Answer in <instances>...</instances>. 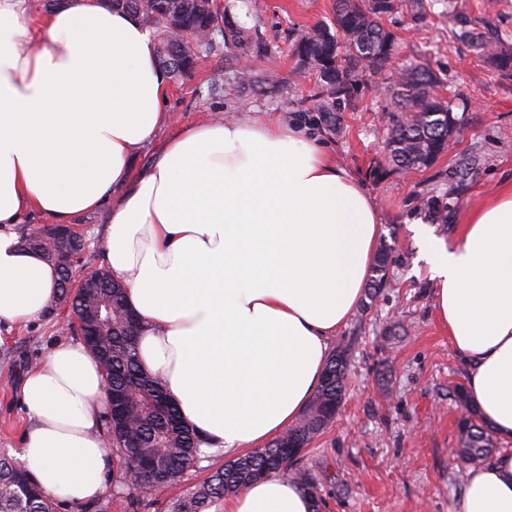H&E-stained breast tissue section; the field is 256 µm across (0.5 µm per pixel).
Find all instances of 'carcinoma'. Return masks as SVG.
Segmentation results:
<instances>
[{
  "mask_svg": "<svg viewBox=\"0 0 512 512\" xmlns=\"http://www.w3.org/2000/svg\"><path fill=\"white\" fill-rule=\"evenodd\" d=\"M112 7L130 12L157 33L159 65L171 76L191 72L197 61L222 44L242 51L261 53L265 46L257 33L241 23L226 4L202 0H109ZM381 0H336L332 25H319L300 33L293 55L303 67L312 69L321 88L318 112L336 111L341 103L357 99L366 74L382 75L398 51V42L384 25L395 6L383 9ZM224 25L217 38L211 30ZM461 37L486 57L495 70L512 75V52L486 51V43L469 31ZM399 92L388 111V161L400 170L430 167L448 148V140L461 123L451 101L436 92L438 80L421 65L401 70L396 83ZM21 243L41 252L64 274L65 260L58 251L38 243L35 234L25 233ZM393 251L383 246L376 253L368 297L377 296L388 280ZM95 287L79 285L62 290L64 301L87 336L83 340L100 359L107 388L125 397L124 407L108 411L103 434L108 446L124 461L114 479L128 490L127 512H137L140 497L159 487L179 481L183 471L199 455L198 435L181 419L177 406L168 399L162 380L143 372L137 354L139 320H130L124 288L112 279L107 267L95 269ZM348 350L339 349L328 360L321 384L300 422L287 429L264 448L226 461L210 471L195 489L171 502L169 512H219L224 498L250 482L294 470L297 485L315 501L321 512L322 500L314 478L295 468L298 460L288 456L290 448H307L336 417L346 390ZM453 396L466 410L459 421L463 448L458 455L464 464H476L491 453L488 425L469 403L464 386ZM58 503L11 458L0 455V512H57Z\"/></svg>",
  "mask_w": 512,
  "mask_h": 512,
  "instance_id": "obj_1",
  "label": "carcinoma"
}]
</instances>
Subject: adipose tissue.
I'll list each match as a JSON object with an SVG mask.
<instances>
[{
	"label": "adipose tissue",
	"mask_w": 512,
	"mask_h": 512,
	"mask_svg": "<svg viewBox=\"0 0 512 512\" xmlns=\"http://www.w3.org/2000/svg\"><path fill=\"white\" fill-rule=\"evenodd\" d=\"M166 86L151 30L107 0H64L37 25L28 0H0V325L42 320L59 295L56 270L15 225L34 213L70 224L117 197L104 260L142 322L140 365L163 379L201 453L238 455L286 430L317 391L380 226L361 183L278 119L198 123L133 172L169 119ZM429 260L467 392L510 443L468 470L460 512H512V185L452 243H432ZM18 396L21 467L53 498L99 496L112 456L94 354L57 343ZM222 510L313 502L268 476Z\"/></svg>",
	"instance_id": "ef3b65f1"
}]
</instances>
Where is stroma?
Listing matches in <instances>:
<instances>
[{
    "label": "stroma",
    "mask_w": 512,
    "mask_h": 512,
    "mask_svg": "<svg viewBox=\"0 0 512 512\" xmlns=\"http://www.w3.org/2000/svg\"><path fill=\"white\" fill-rule=\"evenodd\" d=\"M396 2L385 20L398 39L393 70L365 77L356 103L342 107L328 126L312 109L316 78L298 70L292 46L298 33L331 22L335 0H239L236 14L258 27L267 53L239 56L220 47L191 73L169 78L170 120L133 160L135 170L146 169L170 137L204 120L277 116L318 134L337 165L373 198L379 240L393 248L396 262L386 288L377 299H362L331 342L349 350L345 397L335 422L300 462L316 481L322 512H459L463 410L451 391L464 383L466 369L437 314L426 245L433 238L452 242L468 212L512 184V76L484 63L459 37L474 30L512 51V0ZM408 64L428 66L443 82L440 95L461 99L462 122L447 152L421 171H399L384 159L395 71ZM245 70L251 79L244 84ZM426 195L447 202V223L421 209ZM70 318L60 305L39 323L0 326V454L17 450L26 426L16 397L20 380L67 340ZM392 324L396 334L386 336ZM224 461L220 453L198 458L165 494L145 497L140 512H167L170 500Z\"/></svg>",
    "instance_id": "35a3bbf8"
}]
</instances>
